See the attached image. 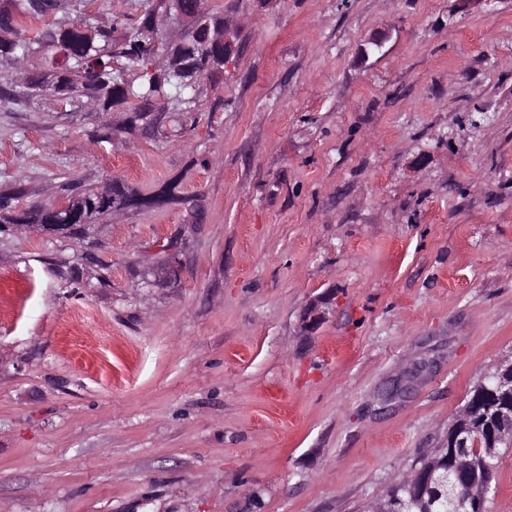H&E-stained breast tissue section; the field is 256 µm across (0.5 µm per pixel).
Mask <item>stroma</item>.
<instances>
[{"mask_svg":"<svg viewBox=\"0 0 512 512\" xmlns=\"http://www.w3.org/2000/svg\"><path fill=\"white\" fill-rule=\"evenodd\" d=\"M205 7L237 53L181 136L0 108L19 209L56 179L181 197L0 232V512H369L512 358V0Z\"/></svg>","mask_w":512,"mask_h":512,"instance_id":"stroma-1","label":"stroma"}]
</instances>
